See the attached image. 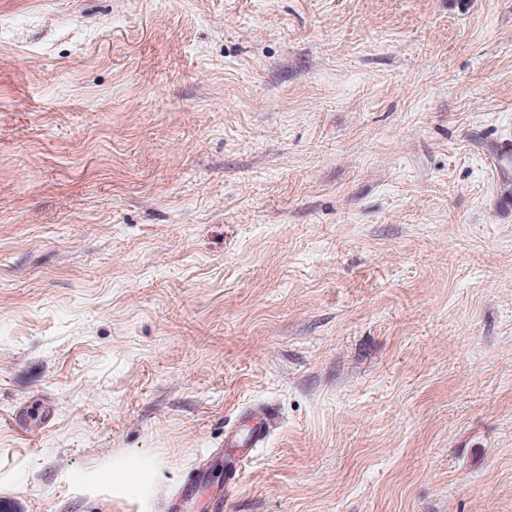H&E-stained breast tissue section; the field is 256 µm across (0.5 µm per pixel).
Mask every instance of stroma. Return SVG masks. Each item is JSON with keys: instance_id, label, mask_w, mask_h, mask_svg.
<instances>
[{"instance_id": "1", "label": "stroma", "mask_w": 512, "mask_h": 512, "mask_svg": "<svg viewBox=\"0 0 512 512\" xmlns=\"http://www.w3.org/2000/svg\"><path fill=\"white\" fill-rule=\"evenodd\" d=\"M511 141L512 0H0V512H512ZM249 422V434L246 438H242L234 426L226 427L224 431V447L235 448L224 453V480L230 490L241 482L245 465L254 449L268 439L275 416L268 410L253 411Z\"/></svg>"}]
</instances>
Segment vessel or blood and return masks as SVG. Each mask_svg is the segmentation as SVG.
<instances>
[{"mask_svg":"<svg viewBox=\"0 0 512 512\" xmlns=\"http://www.w3.org/2000/svg\"><path fill=\"white\" fill-rule=\"evenodd\" d=\"M274 423L272 412L259 410L250 415L248 436H240L233 426L225 429L224 479L228 488H235L240 483L250 456L268 439Z\"/></svg>","mask_w":512,"mask_h":512,"instance_id":"b4317fda","label":"vessel or blood"}]
</instances>
